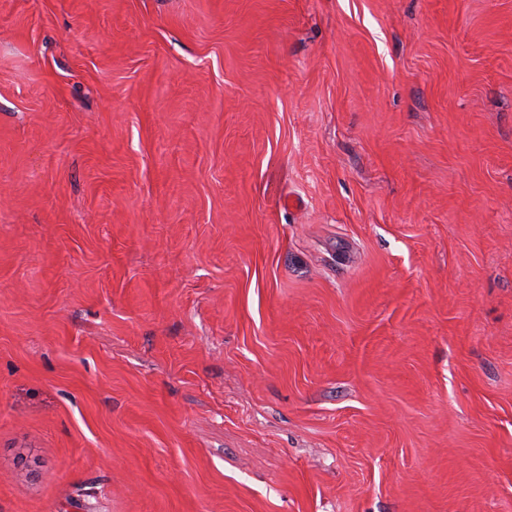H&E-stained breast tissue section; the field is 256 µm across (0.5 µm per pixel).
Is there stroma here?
Listing matches in <instances>:
<instances>
[{
  "instance_id": "35a3bbf8",
  "label": "stroma",
  "mask_w": 512,
  "mask_h": 512,
  "mask_svg": "<svg viewBox=\"0 0 512 512\" xmlns=\"http://www.w3.org/2000/svg\"><path fill=\"white\" fill-rule=\"evenodd\" d=\"M0 512H512V0H0Z\"/></svg>"
}]
</instances>
